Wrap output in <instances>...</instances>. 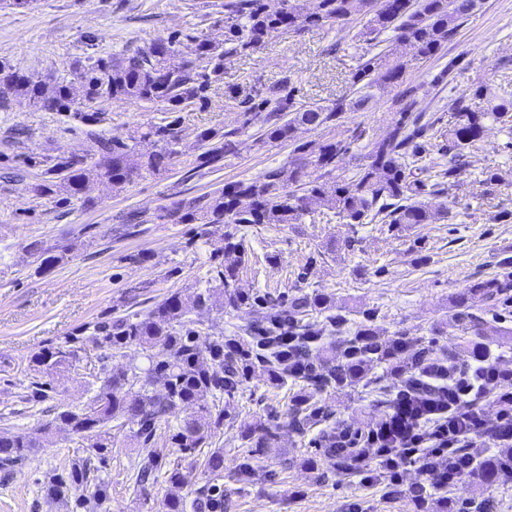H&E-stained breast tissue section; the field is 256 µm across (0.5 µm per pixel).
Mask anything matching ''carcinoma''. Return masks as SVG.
<instances>
[{
  "instance_id": "obj_1",
  "label": "carcinoma",
  "mask_w": 512,
  "mask_h": 512,
  "mask_svg": "<svg viewBox=\"0 0 512 512\" xmlns=\"http://www.w3.org/2000/svg\"><path fill=\"white\" fill-rule=\"evenodd\" d=\"M267 2L224 0L222 42H213L203 34H161L118 56L91 58L87 64L78 60L73 79L55 81L50 86L0 59V108L5 110L17 103L44 112H66L75 121L91 127L103 121L101 104L109 100L159 103L172 114L168 119L146 123L139 136L127 140L94 134L91 149L83 157L63 151L46 157L44 177L32 185L34 195L55 203L82 196L85 206L92 208L95 202L85 196V190L93 180L121 185L135 176L166 174L178 154L179 113L208 103L211 91L224 83L225 57L253 53L280 32L300 34L311 28L360 19L363 24L354 39L370 44L386 34L389 48L360 57L353 76L360 91L349 103L340 100L329 107L304 104L297 99V87L291 85L286 91L273 87L263 95L245 96L237 105L236 128L224 132L204 129L198 134V167H223L224 158L236 152V136L255 126L264 142H292L300 127L327 128L346 107H365L376 94L401 78V58L406 51H414L417 59L435 56L454 35L458 22L472 11V0H385L380 7L374 0H313L311 8L306 0H285L284 11L269 9ZM449 110L452 121L448 140L438 149L448 161L435 171L418 165L433 148L427 138L430 120L422 113L415 115L403 108L387 135L370 144L348 182L336 179L335 172L340 158L350 152L352 142L331 137L313 147L295 146L299 158L262 175L228 183L201 196L179 198L159 214L138 220L140 224L159 220L166 224L224 225V260L217 271L224 303L233 307H267L260 329L262 336L250 341L236 337L203 339L176 293L145 312L99 327L92 337L96 347L115 352L139 347L148 352V366L110 374L82 407L61 408L37 428L0 436V466L8 467L26 459L33 449L43 447L54 426L62 424L88 442V446L83 449L85 457L67 477L53 483L49 492L60 496L73 490L84 491L92 459L108 449V425L115 416L136 424L132 437L146 445L160 423L170 422L177 417L178 409L189 406L193 411L178 422L172 444L187 455L198 448L208 449L204 466L217 478L224 473V449H214L212 444L224 423V409L201 402L203 393L233 395L255 365L262 363L272 383L303 385L304 390L293 396L289 413L290 425L303 434L325 418L315 400L318 392L352 386L363 378L371 362H387L406 373L429 360L428 347L409 348L403 334L382 339L363 321L346 339L342 362L319 365L309 351L323 328L306 317L323 314L330 327L341 330L347 319L333 312L331 297L319 292L289 298L249 297L238 291L234 283L246 258L240 226L302 224L310 215L312 201L333 212L342 224H388L398 228L448 220V201L436 205L429 197L450 195L458 185L467 153L482 139L487 123L504 122L512 114V97L498 95L489 84L479 82L453 99ZM26 249L46 267L65 258L62 251L55 255L46 252L38 240L30 241ZM476 297L508 310L512 307V278L496 275L479 279L452 296L457 309L454 319L463 332L475 336L496 332V325L483 324L468 312L469 302ZM282 333L295 338L305 369L288 366V355L268 340ZM156 346L166 351L165 357L157 359L149 354ZM74 358L75 351L59 346L36 356L35 363L53 370ZM241 438L253 448H270L276 432L266 425L247 424L241 430ZM320 444L324 445L325 455L336 461L338 471L353 470L363 462L350 452L332 448L329 433L322 436ZM162 458V452L156 448L147 451L137 467L136 485L154 479ZM501 459L498 454L482 456L467 470L466 477L480 486L493 482L499 474ZM167 481L170 492L162 503V512H213L220 503V498L207 490L187 502L180 494L184 477L177 467L168 470Z\"/></svg>"
}]
</instances>
